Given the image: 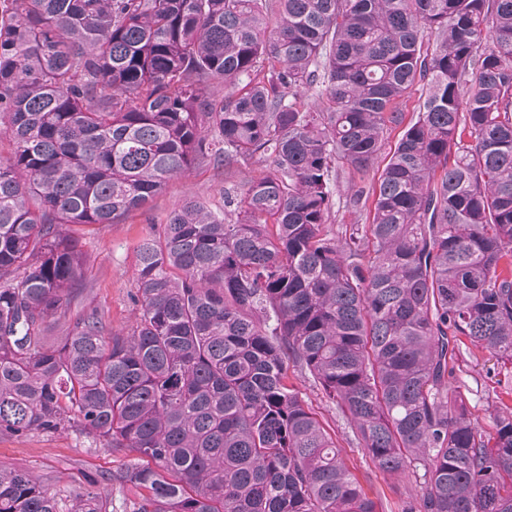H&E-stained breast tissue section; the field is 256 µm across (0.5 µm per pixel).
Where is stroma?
Returning <instances> with one entry per match:
<instances>
[{"mask_svg": "<svg viewBox=\"0 0 512 512\" xmlns=\"http://www.w3.org/2000/svg\"><path fill=\"white\" fill-rule=\"evenodd\" d=\"M336 171L332 184L334 208L328 229L340 239L351 228L367 224L370 202L365 199L358 206L349 205L350 196L361 182L344 166H337ZM232 190L223 168L202 161L170 181L143 209L114 223L98 224L79 232L84 268L73 289L70 317L95 310L109 330L127 329L135 315L131 294L136 252L141 242L185 198H195L220 213L224 210L226 193ZM504 374V367L488 352L475 347L464 350L457 383L466 391L471 414L482 428H489L491 410L512 407V388L504 387ZM288 380L335 439L347 466L377 502L379 512H401L406 505L419 501L418 474L410 472L397 479L381 472L358 445L345 416L324 397L313 379L301 375L292 366L288 369ZM125 459L124 453L105 448L93 437L75 431L22 436L0 434V462L27 473L64 504L78 493L94 490L102 512H135L138 506L137 490L110 478Z\"/></svg>", "mask_w": 512, "mask_h": 512, "instance_id": "obj_1", "label": "stroma"}]
</instances>
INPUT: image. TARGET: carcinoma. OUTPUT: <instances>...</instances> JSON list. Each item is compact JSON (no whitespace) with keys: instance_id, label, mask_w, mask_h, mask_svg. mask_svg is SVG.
Here are the masks:
<instances>
[{"instance_id":"obj_1","label":"carcinoma","mask_w":512,"mask_h":512,"mask_svg":"<svg viewBox=\"0 0 512 512\" xmlns=\"http://www.w3.org/2000/svg\"><path fill=\"white\" fill-rule=\"evenodd\" d=\"M2 125L0 433L125 453L136 512H378L291 362L378 469L423 470L420 512H512V410L486 437L454 384L462 337L512 365V0H0ZM257 155L224 215L188 198L138 247L128 330L44 344L78 232ZM337 163L367 246L326 230ZM0 512L63 508L0 463Z\"/></svg>"}]
</instances>
